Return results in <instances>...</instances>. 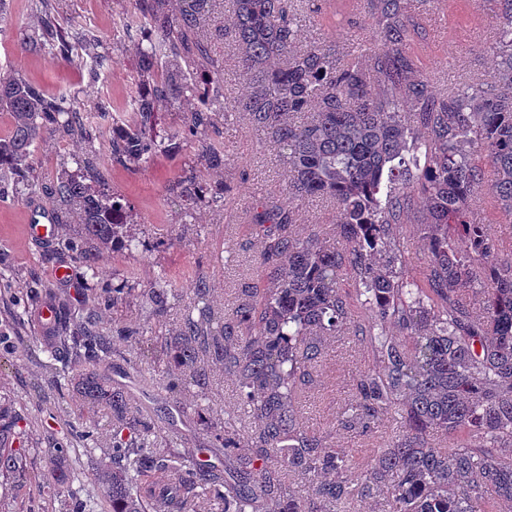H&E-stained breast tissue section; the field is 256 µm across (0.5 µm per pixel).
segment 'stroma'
Segmentation results:
<instances>
[{"label": "stroma", "instance_id": "1", "mask_svg": "<svg viewBox=\"0 0 512 512\" xmlns=\"http://www.w3.org/2000/svg\"><path fill=\"white\" fill-rule=\"evenodd\" d=\"M39 0H9L8 17L0 21V67L11 69L19 78L40 83L51 94L76 98L86 112L104 110L106 100H126L139 89L137 46L139 39L123 26L133 12V0H58L61 13L72 23L75 37H92L112 58V67L97 73L56 62L33 53L30 42L40 33ZM467 21L460 25L461 38L449 42L445 32L446 11L442 0H411L409 15L421 41L414 50L423 74L441 89L460 88L470 83L492 84L497 64L487 51L503 26L501 16L488 0H465ZM290 11L298 21V48L324 41L335 42L347 51L371 39L370 19L365 8H358L348 22L329 23L325 15L314 12L313 0H290ZM231 16L229 0H216L214 21L206 31L215 58L224 66V96L234 103L244 91L243 77L222 28ZM228 154L219 180L231 186L224 208L199 205L193 223H185L170 184L184 170L185 153L159 154L147 167L130 171L113 165L108 188L124 197L131 208V231L140 239L138 252H105L98 268L103 278L118 282L125 272H134L139 287H151L158 276H165L179 299L163 317H156L138 299L127 300L118 313L104 312V325L120 322L130 328L163 325L175 330L185 309L192 306L193 286L198 275H205L211 288V307L215 318L227 320L241 302L244 288L262 286L258 272L261 241L250 220L249 209L256 185H264L271 196L282 199L287 170L277 151L265 144L252 130L247 116H229L220 124ZM87 143L56 140L36 148L32 160L37 174L50 176L61 166L71 165L74 157L93 154ZM295 229L305 236L316 232L331 234L336 223L334 206L322 199H302ZM48 200L28 202L17 198L0 199V262L13 276L12 291L0 293V430L10 431L14 447L24 449L27 468L53 476L56 466L46 450L60 439H67L70 463H77L83 446L76 437L84 413L76 406L70 391H55L48 384L45 357L37 339L45 331L40 317L29 325H16L11 317L14 289L32 279L50 283L56 297H75L83 287V269L73 265L70 280L57 279L54 270L64 259L48 244L28 239L24 224L37 209H50ZM370 357L352 336L325 338L322 354L302 382L298 402L303 426L320 435L334 448L346 451L357 467H364L372 449L381 447L397 427L396 415L383 418L378 428L362 436L338 426L337 419L352 399L354 375ZM212 388L208 419L222 420L225 413L239 409L236 383L222 366L211 368ZM116 386L132 394L133 403L152 420V431L159 442L177 445L192 454L209 459L207 438L193 410L167 391L157 371L142 357L132 364L113 369ZM0 512H51L46 500L32 491L24 479L0 482Z\"/></svg>", "mask_w": 512, "mask_h": 512}]
</instances>
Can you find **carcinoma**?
Wrapping results in <instances>:
<instances>
[{
	"label": "carcinoma",
	"instance_id": "carcinoma-1",
	"mask_svg": "<svg viewBox=\"0 0 512 512\" xmlns=\"http://www.w3.org/2000/svg\"><path fill=\"white\" fill-rule=\"evenodd\" d=\"M366 2L380 47L346 61L329 43L295 49L288 0H231L233 24L224 34L234 41L247 84L233 110L246 113L283 157L288 200L322 197L336 205L334 239L298 236L288 204H256L251 222L262 239L263 286L245 289L233 319L219 322L206 277L197 276L193 306L169 338L160 326L148 333L111 329L66 299L52 303L51 336L42 347L51 387H72L80 407L107 409L115 421L109 461H90L101 494L75 488L64 476L48 485L29 476L58 512H189L201 499L220 512H337L351 499L380 494L390 512H493L498 503L512 505V257H501L470 206L489 165L495 206L512 223V0H490L505 19L488 47L499 59L497 82L448 91L418 71L409 0ZM41 5L38 54L79 67L112 64L99 43L69 35L58 5ZM211 15V0H135L126 28L156 35L139 51L138 80L149 91L131 99L130 112L110 129L88 122L75 98L48 95L1 70L0 111L10 114L12 127L0 136V199L43 194L29 159L38 144L69 137L98 143L111 161L133 170L196 145L188 174L170 191L187 217L199 202L224 206L230 187L205 179L224 168L216 116L228 111L223 65L203 35ZM201 70L212 83L202 95ZM191 97L200 106L178 130L154 133L161 104ZM74 163L50 178L56 223L77 226L58 250L82 266L97 309H115L135 281L126 280L125 288L103 284L97 251L131 253L141 241L128 234L125 204L102 190L108 168L82 157ZM417 202L427 213L428 259L413 273L398 232ZM345 271L358 284L361 320L338 286ZM174 293L161 279L142 296L162 316ZM51 295L50 286L32 280L14 299L15 322L25 325L31 307ZM146 334L161 341L144 352L169 391L193 395L200 414L209 400L208 362L235 377L242 414L203 422L211 448L224 450V468L158 444L146 415L112 385V360L125 358L114 336L134 347ZM346 335L373 363L356 379L340 424L366 433L387 412L400 416V429L359 473L347 454L297 420L298 385L321 356L320 338ZM244 418L253 433L241 432ZM438 433L449 447L432 443ZM25 474L24 452L1 435L0 475ZM296 480L307 481L311 494L297 496Z\"/></svg>",
	"mask_w": 512,
	"mask_h": 512
}]
</instances>
